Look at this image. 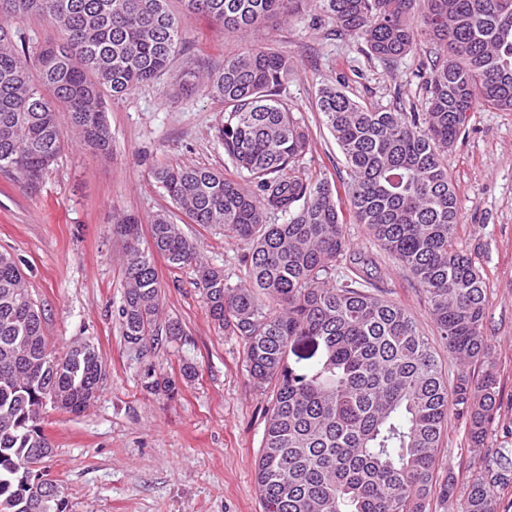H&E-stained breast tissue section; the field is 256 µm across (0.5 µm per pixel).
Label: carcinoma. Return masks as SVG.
I'll return each mask as SVG.
<instances>
[{
    "label": "carcinoma",
    "mask_w": 512,
    "mask_h": 512,
    "mask_svg": "<svg viewBox=\"0 0 512 512\" xmlns=\"http://www.w3.org/2000/svg\"><path fill=\"white\" fill-rule=\"evenodd\" d=\"M296 0H0V17H45L60 39L17 46L0 23V171L35 190L65 147L60 113L84 144L112 146L106 98L118 99L171 70L184 45L183 18L202 15L244 35L288 17ZM336 34L368 58L391 65L429 45L424 107L366 106L337 86L320 89L318 110L344 157L343 190L356 223L421 288L437 335L458 364L453 383L414 315L359 267L343 232L335 185L306 173L309 133L280 98L296 63L268 47L224 60L194 78L224 103L216 137L240 179L206 167L162 165L155 180L192 224L249 246L245 282L230 286L202 261L168 215L150 237L131 214L117 218L125 291L118 310L127 347L145 357L183 336L159 322L155 257L192 266L209 316L243 342L251 377L274 386L257 485L264 512H432L434 498L456 512H499L498 489L512 483L509 449L486 448L499 397L485 334L487 283L458 243L459 206L448 151L480 104L512 112V0H311ZM279 214L286 222H270ZM349 259L348 273L336 275ZM45 316L13 255L0 251V512H67L64 488L38 479L53 443L50 408L78 414L97 397L100 353L86 343L53 349ZM322 347L305 370L288 346ZM487 368L479 378L469 368ZM145 391L172 393L175 380L142 371ZM465 423L464 489L453 471L439 483L435 462L449 416Z\"/></svg>",
    "instance_id": "obj_1"
}]
</instances>
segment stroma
Here are the masks:
<instances>
[{
  "instance_id": "35a3bbf8",
  "label": "stroma",
  "mask_w": 512,
  "mask_h": 512,
  "mask_svg": "<svg viewBox=\"0 0 512 512\" xmlns=\"http://www.w3.org/2000/svg\"><path fill=\"white\" fill-rule=\"evenodd\" d=\"M329 29L327 17L310 11L306 0L288 19L245 36L193 16L184 23L186 49L173 73L222 67L225 57L256 45L291 56L297 68L281 98L312 138L303 165L307 173L339 185L347 172L317 108L320 88L342 87L353 99L384 110L400 99L422 104L421 53L412 51L387 66L368 59L353 38H336ZM223 113V103L199 89L180 90L166 75L109 102L110 154L81 144L65 124L66 147L39 191H24L0 172V250L11 252L21 266L55 348L89 341L105 369L89 408L77 415L51 411L43 423L54 445L51 472L64 486L67 512H263L256 463L273 392L254 384L240 339L208 316L194 267L156 262L162 317L180 322L181 340L161 342L141 360L127 348L118 322L125 243L113 227L116 214L136 215L146 226L170 212L229 284L243 278L245 242L189 223L151 174L161 164L232 172L215 136ZM448 165L458 195L461 245L487 279L486 334L500 387L488 440L494 452L512 448V112L476 107ZM344 231L388 298L407 307L423 334L436 339L421 289L365 225L349 219ZM149 361L162 376L177 378L173 393L144 391L140 376ZM187 362L197 370L189 383L179 379Z\"/></svg>"
}]
</instances>
